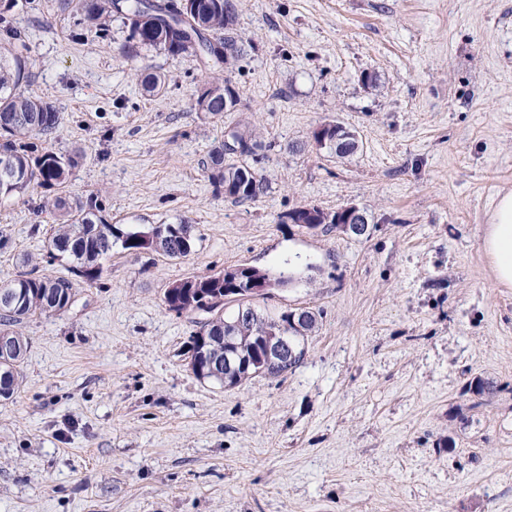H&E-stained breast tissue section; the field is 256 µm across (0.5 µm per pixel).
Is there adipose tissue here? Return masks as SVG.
<instances>
[{
    "label": "adipose tissue",
    "mask_w": 512,
    "mask_h": 512,
    "mask_svg": "<svg viewBox=\"0 0 512 512\" xmlns=\"http://www.w3.org/2000/svg\"><path fill=\"white\" fill-rule=\"evenodd\" d=\"M481 246L491 260L497 285L512 288V192L497 200Z\"/></svg>",
    "instance_id": "obj_1"
}]
</instances>
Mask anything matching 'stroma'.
I'll list each match as a JSON object with an SVG mask.
<instances>
[{"mask_svg":"<svg viewBox=\"0 0 512 512\" xmlns=\"http://www.w3.org/2000/svg\"><path fill=\"white\" fill-rule=\"evenodd\" d=\"M13 23L25 91L60 114L46 149L85 152L71 198L100 195L124 227L188 222L197 242L185 259L114 247L66 313L25 322L0 512H512V289L481 248L512 191V0H238L239 105L215 118L195 109L199 58L135 50L120 17L98 34L34 0ZM328 121L358 134L351 159L312 145ZM248 125L269 187L236 204L205 163ZM45 195L0 201V283L42 253ZM350 203L370 236L279 221ZM287 262L298 279L257 304L322 310L303 363L235 389L197 379L207 315L168 311V285Z\"/></svg>","mask_w":512,"mask_h":512,"instance_id":"35a3bbf8","label":"stroma"}]
</instances>
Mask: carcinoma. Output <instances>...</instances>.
I'll use <instances>...</instances> for the list:
<instances>
[{"label": "carcinoma", "instance_id": "1", "mask_svg": "<svg viewBox=\"0 0 512 512\" xmlns=\"http://www.w3.org/2000/svg\"><path fill=\"white\" fill-rule=\"evenodd\" d=\"M12 5L0 12V28L9 39L20 41L11 26L9 12L25 10L30 0H11ZM62 5L83 16L90 29L106 30L112 14H118L129 27L130 36L138 47L160 50L171 57L187 54L185 41L197 40L208 49L210 67L196 101L195 109L213 116L235 111L237 95L229 80L219 75L224 66L242 56V45L234 32L238 5L234 0H62ZM29 70L15 49L0 46V199H7L40 187L49 192L42 208L56 211V225L46 246L47 263L68 255L72 259L70 275L36 274L21 271L16 278L0 284V339H7L12 353L0 356V397L9 399L19 388L20 367L28 350V342L20 331L24 320L35 315L59 316L73 304L78 293V277L85 283L100 280L106 268L102 259L121 243L129 253L155 252L171 259L186 258L193 252V225L156 224L147 229H127L109 224L102 216L98 196L69 202L65 188L83 155L79 151L56 153L46 150L35 153L33 141L49 140L59 125V112L49 101L21 91ZM139 77L145 90L155 93L165 85V75L143 69ZM225 136L238 142L240 151L226 147L220 141L209 153L210 178L215 186L224 188V196L245 204L267 189L263 174L249 165L245 158L259 162L257 149L261 142L252 130L231 129ZM292 223L325 233L340 228L335 220L319 208L295 209L284 215ZM226 271L211 275L193 276L172 283L164 292L166 308L178 315L205 312L210 317L200 330L191 336L189 367L196 378L214 380L227 388H235L259 377H280L299 366L306 355L305 337L318 331L321 311L305 308L307 321L292 318V311L267 314L252 307L251 300L240 299L237 306L248 308L247 315L239 312L224 315V290L257 280L267 285V291L278 290L292 283L287 267L259 269L251 267L231 279ZM288 339L294 358L281 363H269L266 343L279 338ZM230 357L248 364L247 371L224 367L213 370L216 359Z\"/></svg>", "mask_w": 512, "mask_h": 512}]
</instances>
